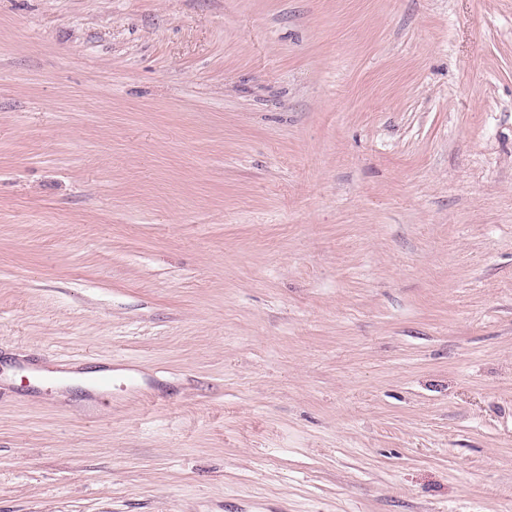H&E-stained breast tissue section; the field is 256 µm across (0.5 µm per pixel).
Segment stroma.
<instances>
[{"instance_id": "35a3bbf8", "label": "stroma", "mask_w": 512, "mask_h": 512, "mask_svg": "<svg viewBox=\"0 0 512 512\" xmlns=\"http://www.w3.org/2000/svg\"><path fill=\"white\" fill-rule=\"evenodd\" d=\"M0 512H512V0H0Z\"/></svg>"}]
</instances>
